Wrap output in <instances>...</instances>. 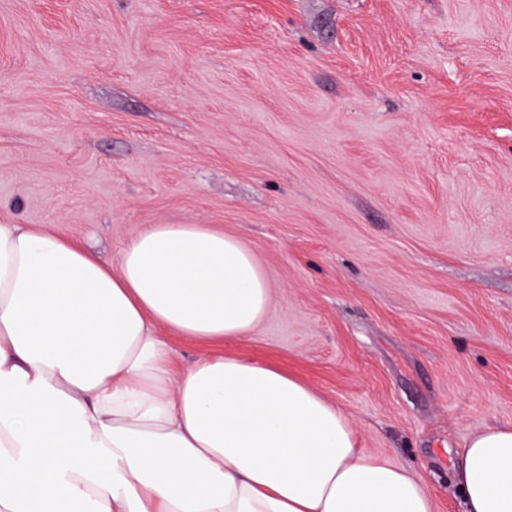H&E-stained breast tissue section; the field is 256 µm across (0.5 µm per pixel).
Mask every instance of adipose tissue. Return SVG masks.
<instances>
[{
    "label": "adipose tissue",
    "instance_id": "ef3b65f1",
    "mask_svg": "<svg viewBox=\"0 0 512 512\" xmlns=\"http://www.w3.org/2000/svg\"><path fill=\"white\" fill-rule=\"evenodd\" d=\"M271 300L208 224L149 225L111 262L0 223V512H434L297 376L221 353L177 367L166 332L236 338ZM455 482L466 512H512V426L472 436Z\"/></svg>",
    "mask_w": 512,
    "mask_h": 512
}]
</instances>
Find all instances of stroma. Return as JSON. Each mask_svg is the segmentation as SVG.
<instances>
[{"instance_id":"obj_1","label":"stroma","mask_w":512,"mask_h":512,"mask_svg":"<svg viewBox=\"0 0 512 512\" xmlns=\"http://www.w3.org/2000/svg\"><path fill=\"white\" fill-rule=\"evenodd\" d=\"M0 222L238 236L275 363L464 512L512 426V0H0ZM455 482L466 512H512V426H489L472 436Z\"/></svg>"}]
</instances>
